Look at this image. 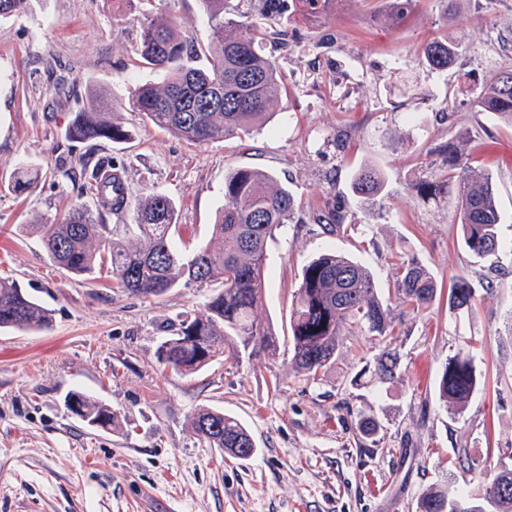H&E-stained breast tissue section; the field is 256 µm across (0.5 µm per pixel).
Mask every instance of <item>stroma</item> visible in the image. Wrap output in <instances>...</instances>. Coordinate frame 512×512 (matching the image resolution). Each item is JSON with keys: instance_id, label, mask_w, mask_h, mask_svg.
I'll list each match as a JSON object with an SVG mask.
<instances>
[{"instance_id": "stroma-1", "label": "stroma", "mask_w": 512, "mask_h": 512, "mask_svg": "<svg viewBox=\"0 0 512 512\" xmlns=\"http://www.w3.org/2000/svg\"><path fill=\"white\" fill-rule=\"evenodd\" d=\"M387 0H333L327 12L288 27V44L267 43L285 76L270 122L244 139L191 144L133 112L129 98L162 74L140 66L146 20L174 15L184 37L208 47L213 34L199 0H30L0 19V277L14 280L52 315L46 331L0 330V512H418L422 493L451 484L468 491L477 472L456 465L512 449V274L483 292L472 313L450 317L447 300L396 330L399 379L355 385L387 341L349 336L335 364L310 383L289 364L291 303L307 261L325 246L351 255L396 305L392 265L414 258L439 285L480 272L460 243L454 204L419 197L413 183L439 165L437 149L463 137L496 181L500 233L512 239V126L477 112L463 78L483 82L512 65V0H417L405 21L385 22ZM466 49L435 71L415 54L434 37ZM110 98L121 144L69 139L74 112L92 94ZM118 168L130 201L168 195L179 210V251L209 241L224 204V176L248 166L275 173L293 193L294 218L267 243L268 279L257 318L278 351L225 352L193 378L159 363L157 348L179 321L203 312L215 288L191 283L159 297L111 280L75 276L47 256L35 223L62 220L90 202L86 158ZM39 167L35 187L11 188L18 164ZM387 175L380 201L354 196V172ZM334 201L343 229L314 221ZM474 345L482 375L467 408L450 414L435 390L449 355ZM73 389L108 403L112 429L88 427L63 406ZM224 409L252 434L239 460L206 447L189 417ZM373 416L374 440L358 423Z\"/></svg>"}]
</instances>
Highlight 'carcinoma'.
Returning a JSON list of instances; mask_svg holds the SVG:
<instances>
[{"instance_id": "obj_1", "label": "carcinoma", "mask_w": 512, "mask_h": 512, "mask_svg": "<svg viewBox=\"0 0 512 512\" xmlns=\"http://www.w3.org/2000/svg\"><path fill=\"white\" fill-rule=\"evenodd\" d=\"M29 0H0V18L26 10ZM261 19L282 26L299 18L309 20L325 12L331 0H258ZM416 0H388V17L398 23ZM213 29L211 59L197 66L200 54L178 32L177 20L151 19L141 31L139 56L151 69L165 73L160 83L147 82L132 93L133 108L156 127L190 143L241 138L264 124L272 115L284 77L276 58L262 50L266 28L234 10L229 0H201ZM465 52L459 43L436 38L421 47L419 62L444 71ZM224 96L215 106L211 96ZM471 106L493 112L512 125V66L500 69L476 88ZM112 102L101 95L74 113L68 134L87 142L123 143L129 134L112 124ZM437 171L414 185L428 195L444 194L455 204L461 241L476 261L489 264L500 276L512 271L501 265L512 242L499 233L500 214L491 178L486 168L475 164L463 139L445 146ZM38 169L22 163L14 171L12 187L17 193L32 189ZM92 193L96 210L85 203L73 204L64 219L55 224H36L48 257L74 275L102 274L117 287L142 296L158 297L190 282L221 284L204 304V313L180 321L175 335L158 347V360L182 377H193L237 345L254 350H277L271 325L259 322L254 310L262 301L267 276V241L290 221L295 199L272 172L238 167L224 175V206L212 238L190 255L174 246L178 233L177 207L168 196L149 192L133 208L141 247L132 249L113 237L108 225L98 221L99 211L123 210L128 195L123 183L99 165L93 169ZM385 187L384 174L372 165L353 175L352 189L361 198L376 201ZM396 293L402 309L419 316L437 298L432 273L413 258L396 263ZM476 289L467 274L453 279L448 288V310L470 311ZM50 311L16 283L0 279V329L40 331L49 328ZM390 306L378 293L375 276L356 260L326 248L302 269L289 317L290 365L293 371L315 381L336 362V352L346 336L386 338L395 336ZM400 366L397 349L389 348L375 362L373 374L380 384L396 378ZM481 384L470 352L460 348L448 356L436 389L440 399L462 411ZM77 417L107 428L114 422L112 408L80 391L66 395ZM196 436L210 448L239 459L254 454L253 438L235 417L217 407H200L190 419ZM465 497L487 505L488 512H512V473H501L491 460L481 463L479 487ZM457 500L452 493L431 487L419 498L418 512H448Z\"/></svg>"}]
</instances>
